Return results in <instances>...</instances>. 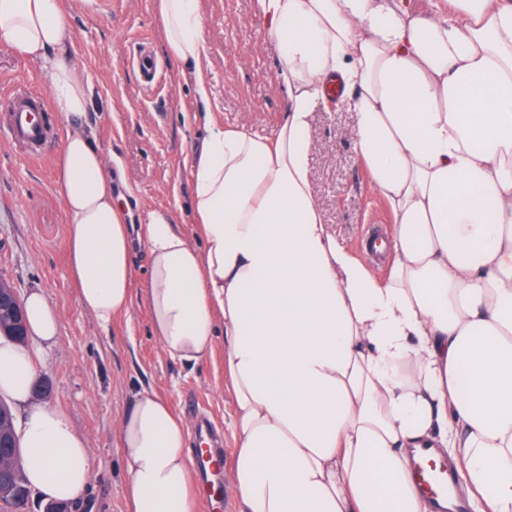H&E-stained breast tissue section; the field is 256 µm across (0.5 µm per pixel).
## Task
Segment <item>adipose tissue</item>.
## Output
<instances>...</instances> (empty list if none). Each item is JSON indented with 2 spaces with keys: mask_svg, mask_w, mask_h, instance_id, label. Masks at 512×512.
<instances>
[{
  "mask_svg": "<svg viewBox=\"0 0 512 512\" xmlns=\"http://www.w3.org/2000/svg\"><path fill=\"white\" fill-rule=\"evenodd\" d=\"M288 110L270 135L210 126L191 157L185 232L133 217L87 121L63 0H0V44L37 62L65 126L56 191L79 300L108 325L133 304L186 365L224 338L237 512H431L416 449L448 453L472 512H512V0H252ZM166 51L205 53L200 0H154ZM353 113L357 160L393 227L385 275L324 224L313 192L316 104ZM29 341L0 337V395L24 409L22 466L74 502L92 459L68 416L34 405L59 317L27 298ZM128 512H195L184 420L153 387L117 422Z\"/></svg>",
  "mask_w": 512,
  "mask_h": 512,
  "instance_id": "adipose-tissue-1",
  "label": "adipose tissue"
}]
</instances>
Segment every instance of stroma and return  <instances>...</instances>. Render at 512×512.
<instances>
[{
  "instance_id": "35a3bbf8",
  "label": "stroma",
  "mask_w": 512,
  "mask_h": 512,
  "mask_svg": "<svg viewBox=\"0 0 512 512\" xmlns=\"http://www.w3.org/2000/svg\"><path fill=\"white\" fill-rule=\"evenodd\" d=\"M65 8L74 57L93 87L89 119L100 148L112 158L116 193L133 216L168 210L176 224L192 231L186 158L207 135L199 111L209 110L213 123L224 128L244 123L264 136L287 110L286 93L276 80L279 58L252 0H201L206 60L198 78L181 73L168 58L153 0H65ZM143 43L166 72L150 92L143 90L142 75L131 63ZM18 80L50 90L36 63L0 45V93ZM200 80L209 92L204 103L196 94ZM48 125L50 136L38 158L23 156L0 135V276L20 296L41 291L60 318L58 341L39 368L50 389L35 401L63 410L90 445L92 480L78 512H127L116 424L140 386L157 388L187 424L206 418L224 450L232 451L224 341L215 339L208 356L194 366L164 353L147 320L149 264L139 244L133 251L129 312L105 328L82 306L69 270V227L55 189L64 129L54 113ZM352 126V113L316 106L309 169L325 223L356 251L367 233L391 224L392 217L355 157Z\"/></svg>"
}]
</instances>
